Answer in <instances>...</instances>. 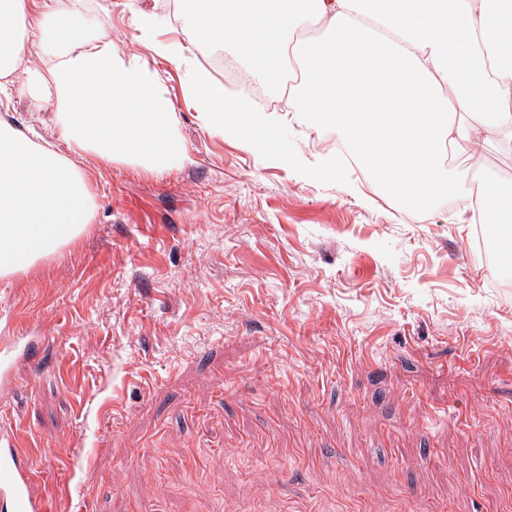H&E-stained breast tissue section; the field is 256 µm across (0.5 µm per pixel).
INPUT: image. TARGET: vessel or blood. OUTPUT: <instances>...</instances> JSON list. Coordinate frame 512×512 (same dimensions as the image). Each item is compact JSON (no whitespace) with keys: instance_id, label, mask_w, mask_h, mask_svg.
Wrapping results in <instances>:
<instances>
[{"instance_id":"vessel-or-blood-1","label":"vessel or blood","mask_w":512,"mask_h":512,"mask_svg":"<svg viewBox=\"0 0 512 512\" xmlns=\"http://www.w3.org/2000/svg\"><path fill=\"white\" fill-rule=\"evenodd\" d=\"M32 481L26 451L13 443L0 446V512H54L47 500L32 494Z\"/></svg>"}]
</instances>
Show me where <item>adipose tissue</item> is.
<instances>
[{
	"instance_id": "adipose-tissue-1",
	"label": "adipose tissue",
	"mask_w": 512,
	"mask_h": 512,
	"mask_svg": "<svg viewBox=\"0 0 512 512\" xmlns=\"http://www.w3.org/2000/svg\"><path fill=\"white\" fill-rule=\"evenodd\" d=\"M188 18L198 40L229 44L267 80L281 76L284 38L319 31L295 58L304 85L295 112L319 115L357 162L406 203L430 201L456 176L449 145L475 140L512 153V0H195ZM82 0H0V107L15 89L51 109L60 152L0 124V277L71 244L93 223L95 197L72 159L89 154L159 168L185 160L174 106L156 76L106 34L87 36L61 16ZM141 42L186 65L197 112L217 132L269 147L279 115L228 100L224 86L192 64L182 45L155 41L156 17L134 14ZM53 50L30 64L31 46Z\"/></svg>"
}]
</instances>
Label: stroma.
<instances>
[{
	"mask_svg": "<svg viewBox=\"0 0 512 512\" xmlns=\"http://www.w3.org/2000/svg\"><path fill=\"white\" fill-rule=\"evenodd\" d=\"M196 60L163 0H85L136 50L188 162L79 159L93 224L0 278V441L30 453L55 512H512V279L474 251L470 181L418 207L339 161L320 117L287 153L206 125L185 71L139 41L135 10ZM0 120L60 143L15 95ZM335 161L339 177L304 169Z\"/></svg>",
	"mask_w": 512,
	"mask_h": 512,
	"instance_id": "35a3bbf8",
	"label": "stroma"
}]
</instances>
